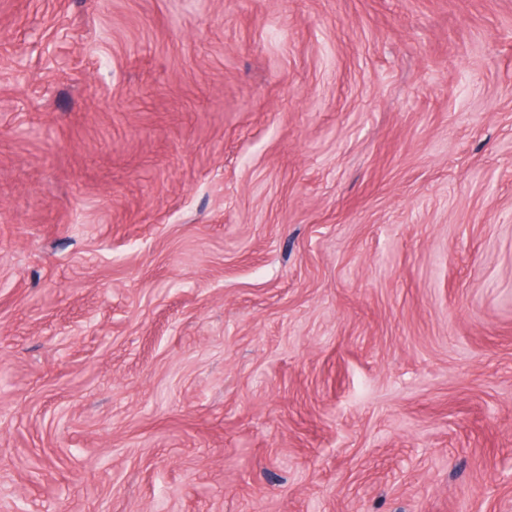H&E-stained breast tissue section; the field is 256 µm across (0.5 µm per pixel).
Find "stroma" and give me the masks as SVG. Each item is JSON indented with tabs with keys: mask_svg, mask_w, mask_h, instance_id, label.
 Instances as JSON below:
<instances>
[{
	"mask_svg": "<svg viewBox=\"0 0 512 512\" xmlns=\"http://www.w3.org/2000/svg\"><path fill=\"white\" fill-rule=\"evenodd\" d=\"M512 512V0H0V512Z\"/></svg>",
	"mask_w": 512,
	"mask_h": 512,
	"instance_id": "1",
	"label": "stroma"
}]
</instances>
